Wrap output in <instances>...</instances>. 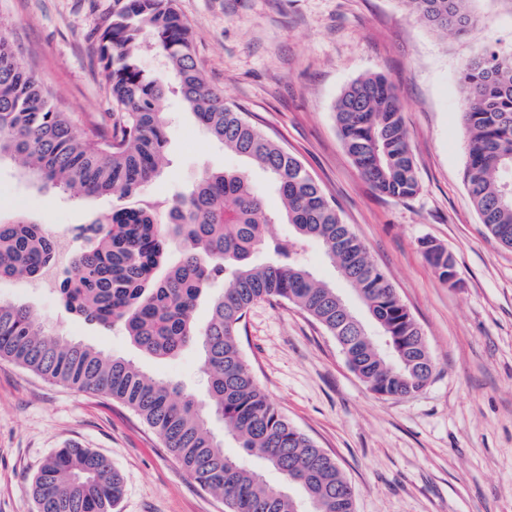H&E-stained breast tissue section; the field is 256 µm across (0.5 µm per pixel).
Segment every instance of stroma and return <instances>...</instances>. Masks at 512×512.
<instances>
[{
  "label": "stroma",
  "mask_w": 512,
  "mask_h": 512,
  "mask_svg": "<svg viewBox=\"0 0 512 512\" xmlns=\"http://www.w3.org/2000/svg\"><path fill=\"white\" fill-rule=\"evenodd\" d=\"M208 83L296 156L333 198L421 328L436 369L406 398L372 392L335 339L295 305L255 303L239 335L257 382L352 484L355 512H512V249L499 245L465 185L460 109L463 65L492 46L512 51V0H472L474 27L444 35L404 0H176ZM112 0H0V29L40 76L49 98L108 128L111 104L97 61ZM381 73L403 106L419 191L381 197L338 133L333 105L353 80ZM168 116L163 174L143 193L186 191L207 169H247L269 210L282 208L269 176L208 139L177 92ZM109 196L37 192L17 162H0V215L30 210L60 239L115 207ZM451 253L449 287L421 247ZM55 277L0 280V300L29 305L51 332L137 363L154 378L204 391L198 346L173 359L147 356L120 328L68 311ZM77 442L107 456L125 478L114 512H225L159 435L129 408L45 381L0 361V512H35L30 483L43 461Z\"/></svg>",
  "instance_id": "stroma-1"
}]
</instances>
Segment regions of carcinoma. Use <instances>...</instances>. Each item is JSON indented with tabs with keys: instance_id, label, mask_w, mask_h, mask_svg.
<instances>
[{
	"instance_id": "cac0c4a2",
	"label": "carcinoma",
	"mask_w": 512,
	"mask_h": 512,
	"mask_svg": "<svg viewBox=\"0 0 512 512\" xmlns=\"http://www.w3.org/2000/svg\"><path fill=\"white\" fill-rule=\"evenodd\" d=\"M405 2L444 34L473 24L470 0ZM145 32L164 64L156 76L140 64ZM97 56L112 105L110 130L91 124L79 133V117L49 99L0 30V160L20 162L22 175L39 189L120 201L78 228L85 245L72 257L60 299L87 322L120 326L135 347L156 358L199 344L204 399L174 380L146 376L132 360L52 335L20 302L0 301V360L127 406L201 488L224 498L228 512H354L336 461L294 427L255 380L241 353L240 324L259 301L294 304L336 339L371 391L391 398L421 391L432 377L420 327L301 162L208 87L175 0H113ZM459 80L467 89L465 184L482 224L512 248V53L486 48ZM172 85L211 140L270 175L283 210H266L248 175L226 168L202 172L168 202L162 218L157 205L141 197L165 162L161 102ZM333 112L349 155L375 190L397 200L416 195L415 161L390 80L375 73L353 81ZM280 220L292 227L286 238L268 234ZM172 237L182 251L170 264ZM313 241L355 285L368 320L313 276L304 259ZM423 248L441 279L457 276L446 249L431 242ZM57 252L58 239L44 225L22 213L0 220V279L38 278ZM221 278L224 289L209 297L210 317L200 329L197 302ZM369 321L384 340L381 350L368 344ZM214 421L224 423V438L212 431ZM226 438L239 453L225 451ZM253 458L264 469L250 466ZM266 469L280 476L282 489L266 488ZM31 489L37 512H113L125 482L106 456L65 444L44 461Z\"/></svg>"
}]
</instances>
